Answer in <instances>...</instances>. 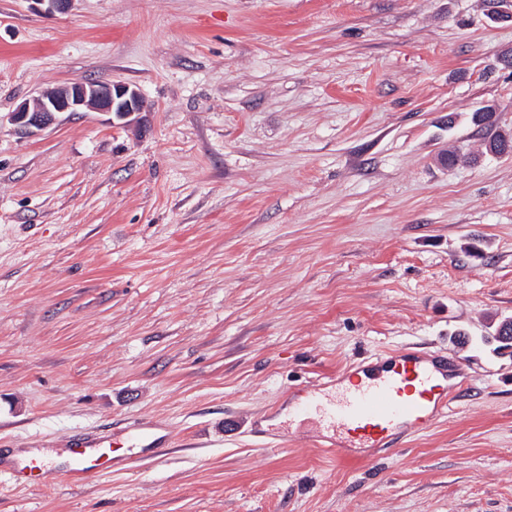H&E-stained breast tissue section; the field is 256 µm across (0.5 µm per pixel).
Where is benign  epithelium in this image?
Masks as SVG:
<instances>
[{"mask_svg": "<svg viewBox=\"0 0 512 512\" xmlns=\"http://www.w3.org/2000/svg\"><path fill=\"white\" fill-rule=\"evenodd\" d=\"M83 110L126 118L143 111L144 103L140 92L125 83L79 81L21 103L10 121L19 131L34 134L53 124L59 113Z\"/></svg>", "mask_w": 512, "mask_h": 512, "instance_id": "benign-epithelium-1", "label": "benign epithelium"}]
</instances>
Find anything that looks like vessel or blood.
<instances>
[{
  "mask_svg": "<svg viewBox=\"0 0 512 512\" xmlns=\"http://www.w3.org/2000/svg\"><path fill=\"white\" fill-rule=\"evenodd\" d=\"M458 365L456 356L410 346L353 366V387L337 392L335 399L321 405L330 434L318 440V447L341 459L349 449L386 448L404 432L428 428L455 398L446 382ZM112 444L108 437L94 440L82 435L73 439L69 478L87 480L116 464V457L107 453ZM11 475L22 485L35 486L45 480L34 459L13 468Z\"/></svg>",
  "mask_w": 512,
  "mask_h": 512,
  "instance_id": "vessel-or-blood-1",
  "label": "vessel or blood"
}]
</instances>
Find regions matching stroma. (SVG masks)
Returning <instances> with one entry per match:
<instances>
[{"mask_svg": "<svg viewBox=\"0 0 512 512\" xmlns=\"http://www.w3.org/2000/svg\"><path fill=\"white\" fill-rule=\"evenodd\" d=\"M497 0H0V457L149 421L179 452L0 512H512V21ZM85 80L120 119L8 116ZM478 155L448 165L449 146ZM417 346L469 390L339 462L293 390ZM83 110L126 118L143 112L144 103L140 92L125 83L79 81L21 103L9 119L20 132L34 134L53 124L59 113Z\"/></svg>", "mask_w": 512, "mask_h": 512, "instance_id": "1", "label": "stroma"}]
</instances>
